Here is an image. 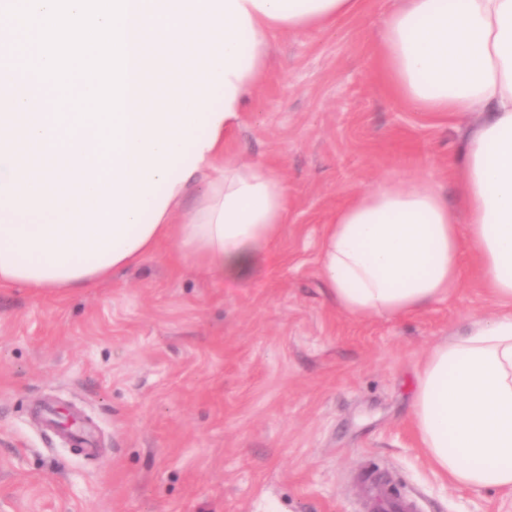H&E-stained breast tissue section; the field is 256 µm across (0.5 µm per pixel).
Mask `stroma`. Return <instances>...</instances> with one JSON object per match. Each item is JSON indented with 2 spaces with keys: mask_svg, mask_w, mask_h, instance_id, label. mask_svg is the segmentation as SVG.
Listing matches in <instances>:
<instances>
[{
  "mask_svg": "<svg viewBox=\"0 0 512 512\" xmlns=\"http://www.w3.org/2000/svg\"><path fill=\"white\" fill-rule=\"evenodd\" d=\"M397 4L269 37L225 154L288 186L275 262L218 284L165 243L92 288L0 289V512H363L374 469L419 512H512L511 490L449 485L412 422L426 356L497 311L473 265L408 316L347 315L320 275L330 215L383 179L456 205L448 168L482 119L414 111L381 83ZM47 407L76 415L96 454L41 422Z\"/></svg>",
  "mask_w": 512,
  "mask_h": 512,
  "instance_id": "stroma-1",
  "label": "stroma"
}]
</instances>
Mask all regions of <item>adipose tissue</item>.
<instances>
[{
	"instance_id": "adipose-tissue-1",
	"label": "adipose tissue",
	"mask_w": 512,
	"mask_h": 512,
	"mask_svg": "<svg viewBox=\"0 0 512 512\" xmlns=\"http://www.w3.org/2000/svg\"><path fill=\"white\" fill-rule=\"evenodd\" d=\"M363 0H129L124 149L53 121L41 104L0 140V288H88L161 243L221 282L272 260L288 221L270 165L224 156L266 73L271 33L331 27ZM389 89L417 112H482L452 163L460 211L427 180H387L338 208L320 268L353 317L401 316L449 297L465 258L499 307L437 345L412 418L456 486L512 490V0H400L380 34ZM200 187L201 201L180 214Z\"/></svg>"
}]
</instances>
